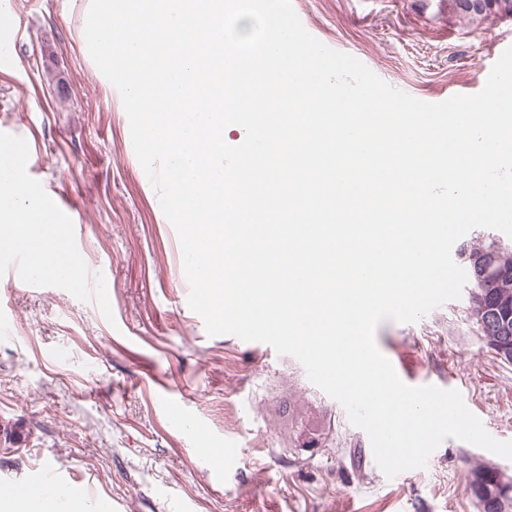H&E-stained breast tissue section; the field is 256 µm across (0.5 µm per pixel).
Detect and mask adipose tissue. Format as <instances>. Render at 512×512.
<instances>
[{
  "mask_svg": "<svg viewBox=\"0 0 512 512\" xmlns=\"http://www.w3.org/2000/svg\"><path fill=\"white\" fill-rule=\"evenodd\" d=\"M19 242L42 240L49 253L61 250L55 228L41 216L37 202L17 177L0 172V234Z\"/></svg>",
  "mask_w": 512,
  "mask_h": 512,
  "instance_id": "1",
  "label": "adipose tissue"
}]
</instances>
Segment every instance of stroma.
Wrapping results in <instances>:
<instances>
[{"mask_svg": "<svg viewBox=\"0 0 512 512\" xmlns=\"http://www.w3.org/2000/svg\"><path fill=\"white\" fill-rule=\"evenodd\" d=\"M305 29L413 97L472 95L512 46V19L418 13L413 0H291ZM13 66L0 70V138L27 148L26 178L74 203L68 245L111 284L0 279V481L50 469L112 512H478L481 463L512 461L446 439L424 469L386 478L367 434L294 357L208 336L187 304L177 233L135 155L126 113L80 37L86 0H6ZM376 344L416 383L460 391L486 431L512 440V364L468 318V300L382 322ZM307 410L302 447L287 407ZM229 464L213 457L225 439Z\"/></svg>", "mask_w": 512, "mask_h": 512, "instance_id": "stroma-1", "label": "stroma"}]
</instances>
